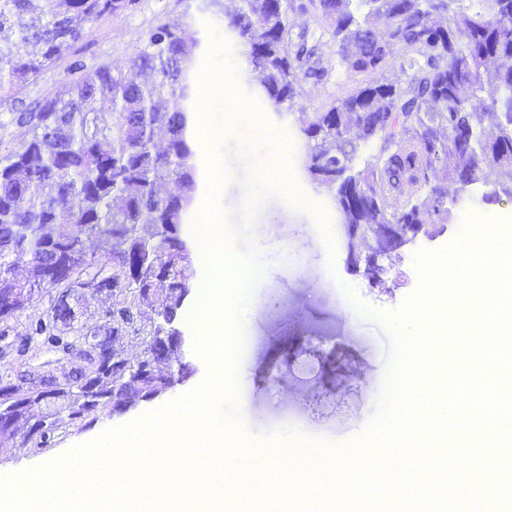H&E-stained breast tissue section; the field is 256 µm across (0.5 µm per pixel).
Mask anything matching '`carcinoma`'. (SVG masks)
Segmentation results:
<instances>
[{
  "mask_svg": "<svg viewBox=\"0 0 512 512\" xmlns=\"http://www.w3.org/2000/svg\"><path fill=\"white\" fill-rule=\"evenodd\" d=\"M138 0H0V130L25 138L0 153V341L35 290H57L51 262L76 281L115 282L104 296L99 362L54 391L0 374V436L49 448L71 426L164 396L191 374L157 365L179 358L194 256L185 226L201 187L193 158L195 111L207 37L179 25L148 30L122 65L73 60L74 78L27 102L20 94L82 41L79 21L132 11ZM332 20L336 53L356 73L398 61V83H373L324 112H299L303 167L331 193L345 237L360 224H391L402 235L442 234L456 193L491 186L482 200L512 198V0H315ZM201 11L227 21L250 72L276 112L296 105L299 81H322L321 37L294 30V0H206ZM384 21L381 34L376 22ZM411 138H406L408 133ZM379 143L354 171L361 147ZM28 257L26 274L17 260ZM161 298L156 319L135 325L141 304ZM76 314L48 308L25 323L26 336L62 354L74 347ZM142 337L132 362L116 347Z\"/></svg>",
  "mask_w": 512,
  "mask_h": 512,
  "instance_id": "1",
  "label": "carcinoma"
}]
</instances>
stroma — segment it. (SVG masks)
<instances>
[{"label":"stroma","instance_id":"obj_1","mask_svg":"<svg viewBox=\"0 0 512 512\" xmlns=\"http://www.w3.org/2000/svg\"><path fill=\"white\" fill-rule=\"evenodd\" d=\"M185 8L184 0H139L135 10L85 23L86 36L70 58L41 74L24 90V99L54 92L67 79L71 58L90 65L127 61L136 55L150 27L184 22ZM295 22L322 35L321 63L330 74L323 82L300 83L297 101L306 111L327 110L373 77L398 81L399 72L389 63L372 76L348 71L336 53L331 23L319 12H296ZM201 29L210 41L201 71L220 74L222 91L200 101L204 136L194 163L201 169L212 160L222 166L227 179L218 199L222 232H229L236 211L245 203L248 180L259 178L265 187L264 202L254 217L265 232H249L245 241L259 251L264 263L243 317L237 379L245 425L256 437L343 444L363 433L378 410L393 350L379 317L398 314L417 291L414 254L452 244L465 219H512V200L486 202L478 189L460 195L446 231L402 247L398 259L387 264L385 286L371 287L347 260V241L330 195L313 184L302 167L305 147L296 114L273 112L258 95L256 81L222 21L203 20ZM228 96L242 102L244 111H228ZM184 334L187 342L181 356L193 370L191 377L155 402L139 405L138 413L170 404L204 381L207 366L195 351L193 324H185ZM273 364L279 367L275 386L266 378ZM352 373L360 375V384L350 385ZM313 388L324 394L317 406L307 399ZM115 422L110 415L88 428H70L53 447L40 452L0 437V472L56 459L64 449Z\"/></svg>","mask_w":512,"mask_h":512}]
</instances>
